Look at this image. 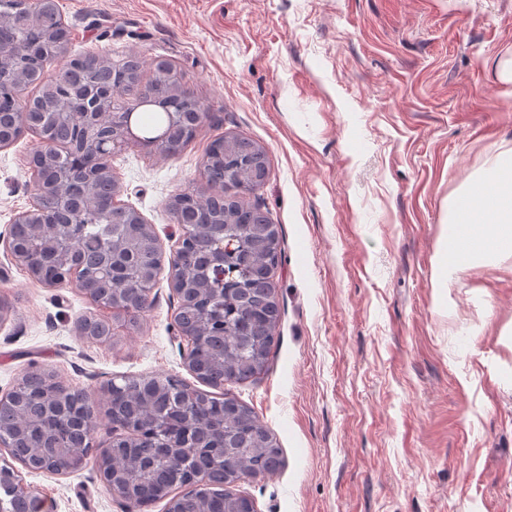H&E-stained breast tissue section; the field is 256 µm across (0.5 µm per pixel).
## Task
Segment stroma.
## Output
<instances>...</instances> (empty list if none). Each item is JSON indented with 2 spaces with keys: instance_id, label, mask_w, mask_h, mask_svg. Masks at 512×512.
Here are the masks:
<instances>
[{
  "instance_id": "35a3bbf8",
  "label": "stroma",
  "mask_w": 512,
  "mask_h": 512,
  "mask_svg": "<svg viewBox=\"0 0 512 512\" xmlns=\"http://www.w3.org/2000/svg\"><path fill=\"white\" fill-rule=\"evenodd\" d=\"M70 55L173 60L207 118L171 158L112 156L120 199L163 250L180 192L210 194L222 136L267 150L255 198L279 224L280 342L227 391L284 466L239 481L256 512H512V254L438 280L450 203L512 157V0H58ZM25 133L0 148V235L29 209ZM137 329L89 342L94 306L0 246V391L48 368L98 393L123 375L194 383L160 272ZM55 512H127L94 462L20 469Z\"/></svg>"
}]
</instances>
